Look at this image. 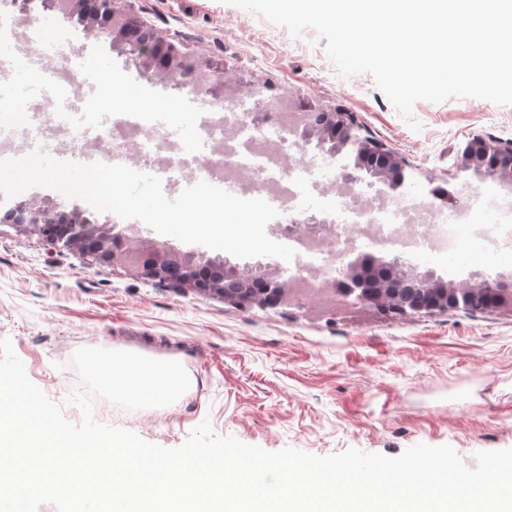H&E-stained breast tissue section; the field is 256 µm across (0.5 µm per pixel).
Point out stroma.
<instances>
[{"label": "stroma", "mask_w": 512, "mask_h": 512, "mask_svg": "<svg viewBox=\"0 0 512 512\" xmlns=\"http://www.w3.org/2000/svg\"><path fill=\"white\" fill-rule=\"evenodd\" d=\"M158 34L178 41L175 20L193 32L196 60L235 83L286 84L313 111L353 113L360 137L384 142L405 163L403 195L433 187L457 191V203L480 205L482 172L461 170L458 156L475 136L512 141V104L453 97L421 100L412 129L370 74L340 77L314 30L292 35L229 0H124ZM29 32L102 57L119 77L120 98L184 107L187 98L163 85H143L139 68L110 39L84 31L42 0H23ZM51 113L0 128V150L57 147ZM24 198L82 209L96 223L142 231L136 219L100 213L79 199L33 187ZM448 280L498 276L496 255L418 263ZM9 338L28 378L67 420L80 384L70 366L81 347L176 360L191 381L174 405L147 408L103 423L167 448L181 446L201 422L215 434L277 452L291 447L325 457L355 448L389 457L409 447L451 446L467 466L480 451L512 449V305L480 312L451 309L394 318L351 305L344 313L317 300L265 308L239 306L142 278L122 263L100 264L53 249L35 235L0 224V338Z\"/></svg>", "instance_id": "35a3bbf8"}]
</instances>
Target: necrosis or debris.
I'll return each instance as SVG.
<instances>
[{"mask_svg": "<svg viewBox=\"0 0 512 512\" xmlns=\"http://www.w3.org/2000/svg\"><path fill=\"white\" fill-rule=\"evenodd\" d=\"M164 83L201 97L208 105L207 128L214 149L207 161L189 170V178L216 179L238 197L277 203L279 220L287 224L296 252L289 286L300 297L334 307L332 289L343 271L342 262L355 251L419 260L423 254L417 245L425 240L437 242L443 254L453 245L475 255L481 251L478 240L448 239L449 225L466 220L493 221L512 236L511 201L467 217L457 208L447 210L426 198L408 200L381 189L370 197L354 190L337 192L335 164L326 159L316 168L305 159L303 133L317 115L305 110L293 91L264 85L241 91L203 73L170 76ZM112 109L126 119L107 134L109 154L122 155L133 169L140 160H152L155 172L166 175L177 146L155 123L130 111L127 101H113Z\"/></svg>", "mask_w": 512, "mask_h": 512, "instance_id": "necrosis-or-debris-1", "label": "necrosis or debris"}]
</instances>
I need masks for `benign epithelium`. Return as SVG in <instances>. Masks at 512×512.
<instances>
[{
	"label": "benign epithelium",
	"instance_id": "7a95c632",
	"mask_svg": "<svg viewBox=\"0 0 512 512\" xmlns=\"http://www.w3.org/2000/svg\"><path fill=\"white\" fill-rule=\"evenodd\" d=\"M94 11L111 27L115 17L130 13L117 0H90ZM120 42L125 53L139 61L151 56L154 48L165 42L154 37L130 44L121 27ZM355 123L346 112H322L315 127L304 137L317 138L318 146L331 157L347 146L355 148L352 171L347 178L360 180L362 174L374 177L388 189L403 187L405 175L401 161L385 145L373 138L354 134ZM460 165L484 168L488 176H501L512 170V142H497L482 137L472 139L464 148ZM0 222L15 224L24 231L41 237L55 248L78 251L99 263H112L118 257L152 281L185 288L197 295H219L237 305L259 304L275 307L286 301L288 285L277 278L257 274L252 269H224V262L215 261L203 253L178 254L164 243H149L135 239L112 224H96L79 211L45 206L29 199L0 205ZM137 240L133 249L131 240ZM410 281L413 288L401 285ZM341 292L356 301L388 313L433 312L448 309H470L474 295L480 294L484 307L512 303V289L498 279L477 282L445 280L417 268L398 257L387 260L375 255L360 254L350 260L343 272Z\"/></svg>",
	"mask_w": 512,
	"mask_h": 512
}]
</instances>
